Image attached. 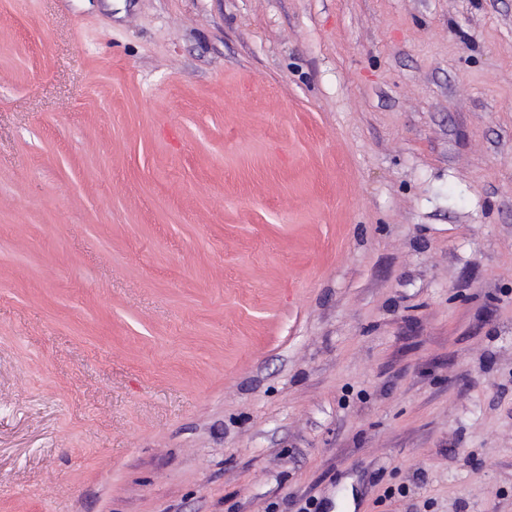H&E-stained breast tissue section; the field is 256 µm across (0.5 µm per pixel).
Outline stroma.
Returning <instances> with one entry per match:
<instances>
[{
	"label": "stroma",
	"instance_id": "35a3bbf8",
	"mask_svg": "<svg viewBox=\"0 0 512 512\" xmlns=\"http://www.w3.org/2000/svg\"><path fill=\"white\" fill-rule=\"evenodd\" d=\"M512 512V0H0V512Z\"/></svg>",
	"mask_w": 512,
	"mask_h": 512
}]
</instances>
